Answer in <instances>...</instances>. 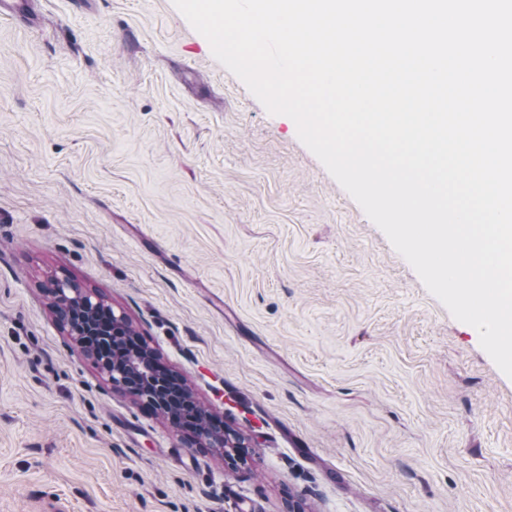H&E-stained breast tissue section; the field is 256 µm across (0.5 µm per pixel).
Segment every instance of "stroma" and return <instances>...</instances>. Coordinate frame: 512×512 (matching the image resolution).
<instances>
[{"mask_svg":"<svg viewBox=\"0 0 512 512\" xmlns=\"http://www.w3.org/2000/svg\"><path fill=\"white\" fill-rule=\"evenodd\" d=\"M0 20V512H512V378L172 0ZM68 277L238 434L192 448ZM86 296H90L92 297L94 300L92 299H85L83 298L81 303L85 306V308L87 310H90L92 313L96 312L97 309H98V305L101 301H104L101 297L99 296H92L90 294H86ZM92 313L89 314L90 316V320L89 322L84 325L82 327V329L80 328H77L75 327L72 331L70 329H68L67 331V335L71 337V339L85 352L87 353L88 355L91 353L90 350L88 348H84L82 345H81V342H80V337L79 336H84V335H87L85 334L89 329L91 332H97L100 336H105L104 334V330L103 328H100V329H97L95 328V325H96V322L94 320V318L92 317ZM119 356L122 355L113 354L112 348H109L108 351L102 355L103 358H106V365L109 366L112 371V380L107 376V379L112 383V386L125 385V373L139 365L142 354L133 351L125 361H119L112 364V358H117Z\"/></svg>","mask_w":512,"mask_h":512,"instance_id":"35a3bbf8","label":"stroma"}]
</instances>
